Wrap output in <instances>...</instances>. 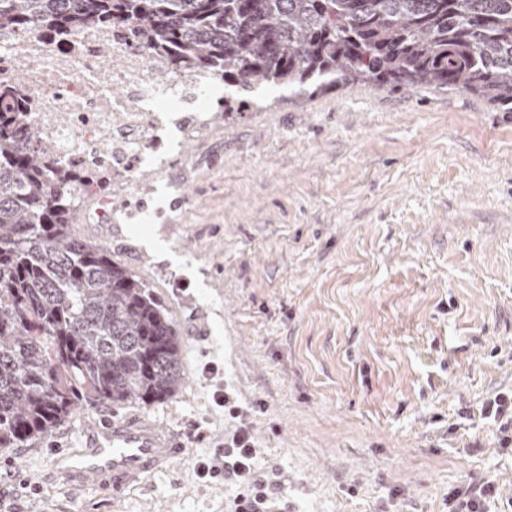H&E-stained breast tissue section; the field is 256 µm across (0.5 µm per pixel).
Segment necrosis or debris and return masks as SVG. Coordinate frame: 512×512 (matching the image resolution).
Returning <instances> with one entry per match:
<instances>
[{
  "instance_id": "necrosis-or-debris-1",
  "label": "necrosis or debris",
  "mask_w": 512,
  "mask_h": 512,
  "mask_svg": "<svg viewBox=\"0 0 512 512\" xmlns=\"http://www.w3.org/2000/svg\"><path fill=\"white\" fill-rule=\"evenodd\" d=\"M109 46L101 65L99 50ZM163 58L143 50L131 31L90 25L52 39L37 26L0 30V86L22 78L33 125L72 168L106 171L116 193L139 199L145 170L167 164L169 130L204 135L215 79L189 71L160 85Z\"/></svg>"
}]
</instances>
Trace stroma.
I'll return each instance as SVG.
<instances>
[{
    "label": "stroma",
    "mask_w": 512,
    "mask_h": 512,
    "mask_svg": "<svg viewBox=\"0 0 512 512\" xmlns=\"http://www.w3.org/2000/svg\"><path fill=\"white\" fill-rule=\"evenodd\" d=\"M262 97L171 148L149 217L75 224L170 312L182 381L153 405L80 394L0 449V512H226L238 487L195 474L231 425L219 383L285 512H448L486 479L512 512V450L481 414L512 390V112L434 85ZM132 417L185 454L120 499L63 481L58 453Z\"/></svg>",
    "instance_id": "1"
}]
</instances>
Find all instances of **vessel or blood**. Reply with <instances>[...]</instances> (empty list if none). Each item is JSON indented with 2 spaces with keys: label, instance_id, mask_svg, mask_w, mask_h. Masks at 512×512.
<instances>
[{
  "label": "vessel or blood",
  "instance_id": "1",
  "mask_svg": "<svg viewBox=\"0 0 512 512\" xmlns=\"http://www.w3.org/2000/svg\"><path fill=\"white\" fill-rule=\"evenodd\" d=\"M184 452L181 433L138 418L98 428L87 448L63 454L62 472L72 485L91 481L121 495L163 470Z\"/></svg>",
  "mask_w": 512,
  "mask_h": 512
}]
</instances>
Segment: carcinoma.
<instances>
[{"mask_svg":"<svg viewBox=\"0 0 512 512\" xmlns=\"http://www.w3.org/2000/svg\"><path fill=\"white\" fill-rule=\"evenodd\" d=\"M132 26L171 71L296 97L364 81L433 84L512 112V0H0V30ZM17 95L0 106V448L46 434L78 389L153 404L181 382L174 320L74 232L93 172L58 164Z\"/></svg>","mask_w":512,"mask_h":512,"instance_id":"cac0c4a2","label":"carcinoma"}]
</instances>
